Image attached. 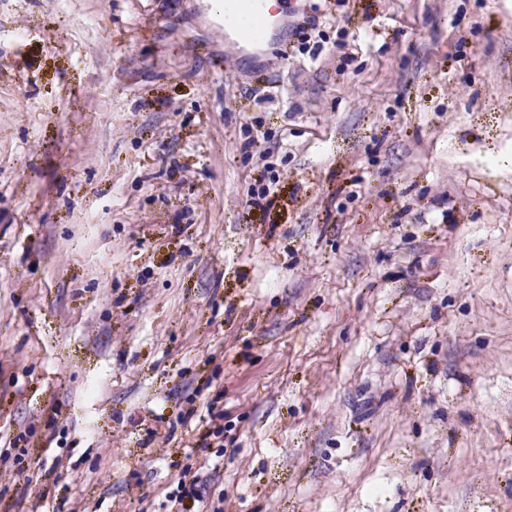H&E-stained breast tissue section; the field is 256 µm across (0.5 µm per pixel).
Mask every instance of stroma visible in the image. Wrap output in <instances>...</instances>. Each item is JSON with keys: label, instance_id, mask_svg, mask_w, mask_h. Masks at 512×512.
Returning a JSON list of instances; mask_svg holds the SVG:
<instances>
[{"label": "stroma", "instance_id": "obj_1", "mask_svg": "<svg viewBox=\"0 0 512 512\" xmlns=\"http://www.w3.org/2000/svg\"><path fill=\"white\" fill-rule=\"evenodd\" d=\"M212 4L0 0V512H512V0Z\"/></svg>", "mask_w": 512, "mask_h": 512}]
</instances>
